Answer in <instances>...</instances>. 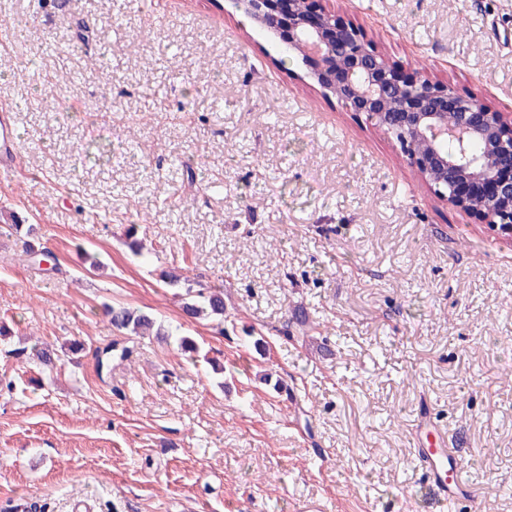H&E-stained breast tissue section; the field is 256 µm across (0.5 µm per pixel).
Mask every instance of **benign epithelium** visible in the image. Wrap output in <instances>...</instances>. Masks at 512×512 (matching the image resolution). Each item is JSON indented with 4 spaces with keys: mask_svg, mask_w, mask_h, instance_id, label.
Masks as SVG:
<instances>
[{
    "mask_svg": "<svg viewBox=\"0 0 512 512\" xmlns=\"http://www.w3.org/2000/svg\"><path fill=\"white\" fill-rule=\"evenodd\" d=\"M281 3L238 0L237 6L291 54L316 60L307 77L323 96L397 134L402 153L438 200L512 241V180L499 176L512 168V113L492 112L447 82L403 79L362 27L340 21L321 0H309L304 11L288 0L292 16L284 27ZM448 139L458 151L442 148ZM470 140L480 143V155L465 150Z\"/></svg>",
    "mask_w": 512,
    "mask_h": 512,
    "instance_id": "1",
    "label": "benign epithelium"
}]
</instances>
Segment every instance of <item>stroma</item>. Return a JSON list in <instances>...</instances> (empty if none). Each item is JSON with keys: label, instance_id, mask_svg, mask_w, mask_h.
<instances>
[{"label": "stroma", "instance_id": "1", "mask_svg": "<svg viewBox=\"0 0 512 512\" xmlns=\"http://www.w3.org/2000/svg\"><path fill=\"white\" fill-rule=\"evenodd\" d=\"M325 5L406 73L512 113V0ZM2 24L0 98L33 106L0 210L27 213L56 268L23 261L25 234L0 222V512H448L414 456L435 430L462 455L455 512H512V353L496 342L512 336L511 242L438 201L233 0H0ZM121 135L138 155L97 160ZM171 269L223 284V321L187 317ZM108 304L172 338L117 330ZM114 342L129 359L99 369Z\"/></svg>", "mask_w": 512, "mask_h": 512}]
</instances>
